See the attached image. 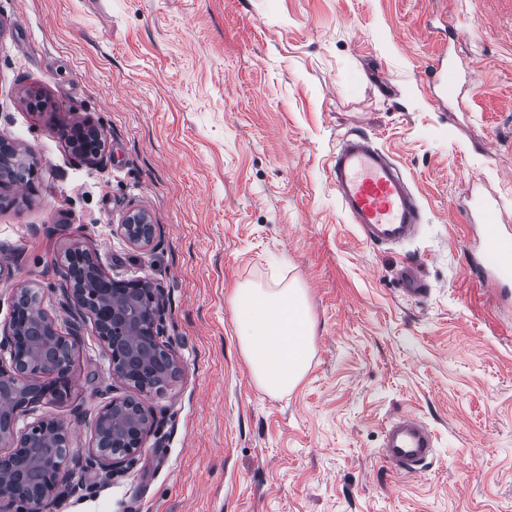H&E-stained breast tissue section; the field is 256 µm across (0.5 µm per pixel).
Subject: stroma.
I'll list each match as a JSON object with an SVG mask.
<instances>
[{"instance_id": "1", "label": "stroma", "mask_w": 512, "mask_h": 512, "mask_svg": "<svg viewBox=\"0 0 512 512\" xmlns=\"http://www.w3.org/2000/svg\"><path fill=\"white\" fill-rule=\"evenodd\" d=\"M79 121L105 134L97 158L70 143ZM349 132L412 181L423 223L401 246L339 208L327 161ZM0 138L38 167L35 192L0 191V328L28 283L67 328L52 287L79 247L162 290L181 367L145 396L127 471L69 466L54 512H512V286L473 269L478 203L512 234V0H0ZM133 208L148 246L112 232ZM408 262L424 297L399 289ZM289 285L313 352L273 396L233 299ZM126 392L88 325L69 396L37 413L81 455ZM405 412L436 436L411 477L380 457Z\"/></svg>"}]
</instances>
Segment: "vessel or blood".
<instances>
[{"instance_id": "1", "label": "vessel or blood", "mask_w": 512, "mask_h": 512, "mask_svg": "<svg viewBox=\"0 0 512 512\" xmlns=\"http://www.w3.org/2000/svg\"><path fill=\"white\" fill-rule=\"evenodd\" d=\"M328 178L343 212L364 242L383 246L414 238L421 222V206L388 151L363 135H344L330 158ZM483 238L485 246L477 266L492 283L511 282L512 238L501 235L493 225L484 226ZM400 282L406 297L420 298L426 293L416 265H403ZM434 453V432L422 419L403 414L386 423L381 455L397 473H421Z\"/></svg>"}]
</instances>
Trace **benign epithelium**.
Masks as SVG:
<instances>
[{"instance_id":"7a95c632","label":"benign epithelium","mask_w":512,"mask_h":512,"mask_svg":"<svg viewBox=\"0 0 512 512\" xmlns=\"http://www.w3.org/2000/svg\"><path fill=\"white\" fill-rule=\"evenodd\" d=\"M23 162V154L14 145L0 140V187L11 185L6 170ZM130 245H148L155 225L147 212L131 209L112 229ZM89 280L101 283L98 300L90 307L84 302V285ZM62 304L76 311L79 320L70 323L62 334L56 319L41 305L35 289L16 290L12 306L31 308L26 328L30 336L27 354H16L19 328L9 320L0 329V512H52L60 497L62 474L69 456L62 455L48 467L33 451L50 447L57 436H66L63 424L50 418L21 419L33 413L37 401L30 400L6 407L3 402L33 387L43 395H54L68 382L61 377L53 360L59 346L74 350L80 343V322L90 321L105 345L112 372L127 385L151 375V351L161 347L163 303L160 289L143 279L118 280L109 275L97 256L83 254L80 270L70 273L57 286ZM154 423L152 412L133 395L114 396L97 411L94 442L86 458L106 475L122 469L144 445Z\"/></svg>"}]
</instances>
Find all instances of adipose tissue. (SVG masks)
<instances>
[{
	"instance_id": "1",
	"label": "adipose tissue",
	"mask_w": 512,
	"mask_h": 512,
	"mask_svg": "<svg viewBox=\"0 0 512 512\" xmlns=\"http://www.w3.org/2000/svg\"><path fill=\"white\" fill-rule=\"evenodd\" d=\"M234 308L242 317L241 350L258 385L273 395L294 389L308 369L314 335L303 290L241 288Z\"/></svg>"
}]
</instances>
